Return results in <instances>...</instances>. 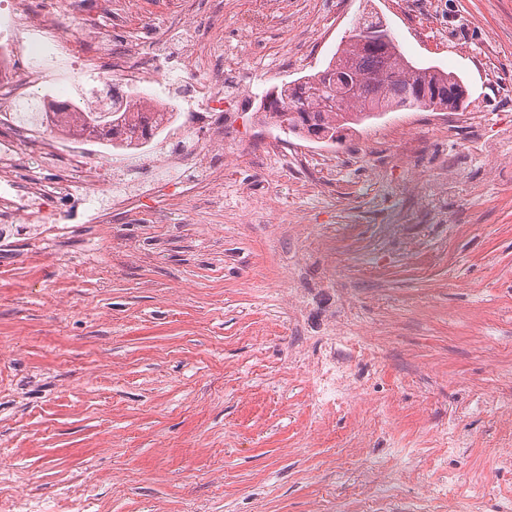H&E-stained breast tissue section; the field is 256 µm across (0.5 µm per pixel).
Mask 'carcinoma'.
I'll list each match as a JSON object with an SVG mask.
<instances>
[{
    "instance_id": "1",
    "label": "carcinoma",
    "mask_w": 512,
    "mask_h": 512,
    "mask_svg": "<svg viewBox=\"0 0 512 512\" xmlns=\"http://www.w3.org/2000/svg\"><path fill=\"white\" fill-rule=\"evenodd\" d=\"M391 49L373 47L352 34L341 43L336 53L346 54L355 61L356 73L352 86L343 88L336 78V58L312 75L283 84L277 89L278 98L265 116L287 126L288 133L307 137L306 124L332 133L370 117L371 111L431 110L434 102L418 100L421 93L439 95V104L448 105L462 88V81L451 72L434 67H418L405 57L394 39ZM126 93L112 92L111 116L104 126H90L95 111L82 108L72 101H50L47 107L57 113L77 115L80 129L94 133L100 143L114 149H139L150 143L164 129L160 104L142 102L134 112L123 107Z\"/></svg>"
}]
</instances>
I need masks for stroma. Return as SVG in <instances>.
I'll list each match as a JSON object with an SVG mask.
<instances>
[{
	"label": "stroma",
	"instance_id": "35a3bbf8",
	"mask_svg": "<svg viewBox=\"0 0 512 512\" xmlns=\"http://www.w3.org/2000/svg\"><path fill=\"white\" fill-rule=\"evenodd\" d=\"M130 0L103 37L165 60L185 108L191 40L252 89L222 181L131 216L104 200L0 249V488L35 512H512V0ZM467 114L383 112L260 165L258 94L323 70L364 12ZM252 26H242V19ZM49 99L125 87L108 56L47 65ZM342 348L351 392L297 364Z\"/></svg>",
	"mask_w": 512,
	"mask_h": 512
}]
</instances>
